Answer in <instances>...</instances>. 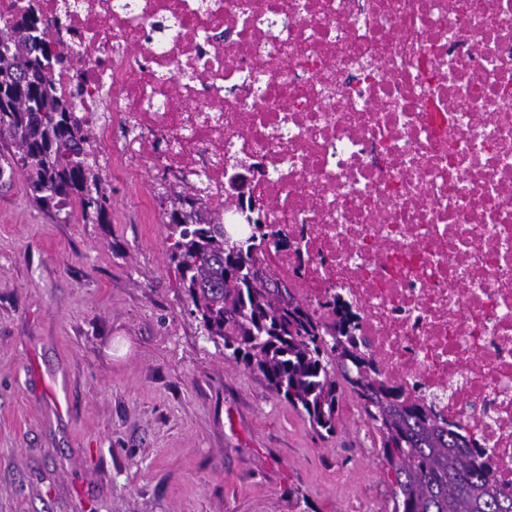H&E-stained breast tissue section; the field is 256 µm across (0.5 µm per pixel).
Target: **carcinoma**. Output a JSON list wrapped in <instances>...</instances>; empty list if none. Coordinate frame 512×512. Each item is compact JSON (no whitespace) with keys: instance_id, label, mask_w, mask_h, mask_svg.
<instances>
[{"instance_id":"cac0c4a2","label":"carcinoma","mask_w":512,"mask_h":512,"mask_svg":"<svg viewBox=\"0 0 512 512\" xmlns=\"http://www.w3.org/2000/svg\"><path fill=\"white\" fill-rule=\"evenodd\" d=\"M57 29L40 17L36 0L0 21V146L40 208L59 213L75 203L84 221L105 224L109 197L94 128L79 109L82 75H73L69 96L57 89V72L72 68ZM172 194L170 259L204 334L328 434L350 391L376 430L391 476V512H512V492L499 486L476 438L376 367L342 295L320 313L292 282L257 265L255 255L268 247L288 248L287 235L259 221L250 236L234 240L197 193Z\"/></svg>"}]
</instances>
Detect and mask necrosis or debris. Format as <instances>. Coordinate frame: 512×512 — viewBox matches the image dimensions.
Here are the masks:
<instances>
[{
	"label": "necrosis or debris",
	"mask_w": 512,
	"mask_h": 512,
	"mask_svg": "<svg viewBox=\"0 0 512 512\" xmlns=\"http://www.w3.org/2000/svg\"><path fill=\"white\" fill-rule=\"evenodd\" d=\"M122 161L224 212L261 167L262 262L345 295L384 371L512 489V0H40Z\"/></svg>",
	"instance_id": "obj_1"
}]
</instances>
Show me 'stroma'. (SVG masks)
Listing matches in <instances>:
<instances>
[{
  "label": "stroma",
  "mask_w": 512,
  "mask_h": 512,
  "mask_svg": "<svg viewBox=\"0 0 512 512\" xmlns=\"http://www.w3.org/2000/svg\"><path fill=\"white\" fill-rule=\"evenodd\" d=\"M0 157V512H391L343 395L320 436L203 336L159 178L113 164L109 221L33 202Z\"/></svg>",
  "instance_id": "obj_1"
}]
</instances>
